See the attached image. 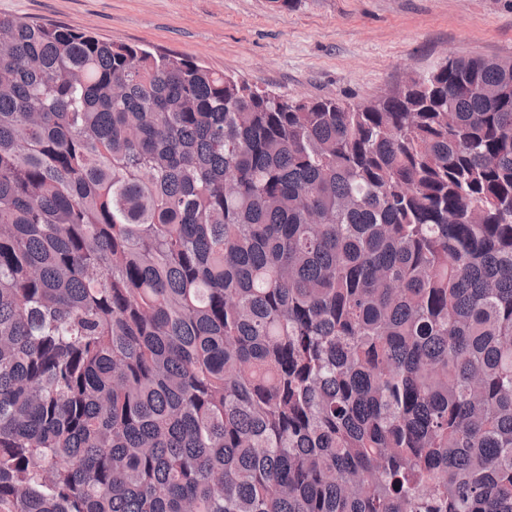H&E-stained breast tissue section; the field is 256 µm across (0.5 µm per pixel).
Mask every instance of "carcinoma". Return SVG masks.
Returning a JSON list of instances; mask_svg holds the SVG:
<instances>
[{
  "mask_svg": "<svg viewBox=\"0 0 512 512\" xmlns=\"http://www.w3.org/2000/svg\"><path fill=\"white\" fill-rule=\"evenodd\" d=\"M0 512H512V58L288 98L1 16Z\"/></svg>",
  "mask_w": 512,
  "mask_h": 512,
  "instance_id": "1",
  "label": "carcinoma"
}]
</instances>
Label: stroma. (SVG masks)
Returning <instances> with one entry per match:
<instances>
[{
  "mask_svg": "<svg viewBox=\"0 0 512 512\" xmlns=\"http://www.w3.org/2000/svg\"><path fill=\"white\" fill-rule=\"evenodd\" d=\"M0 16L170 50L291 97L365 101L449 55L512 57V0H0Z\"/></svg>",
  "mask_w": 512,
  "mask_h": 512,
  "instance_id": "35a3bbf8",
  "label": "stroma"
}]
</instances>
